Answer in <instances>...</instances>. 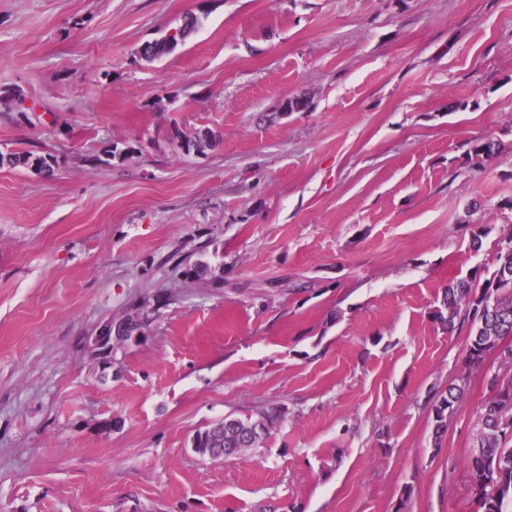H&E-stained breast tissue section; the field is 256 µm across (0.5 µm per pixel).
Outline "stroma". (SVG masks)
Wrapping results in <instances>:
<instances>
[{
    "label": "stroma",
    "instance_id": "1",
    "mask_svg": "<svg viewBox=\"0 0 512 512\" xmlns=\"http://www.w3.org/2000/svg\"><path fill=\"white\" fill-rule=\"evenodd\" d=\"M6 87L37 109L0 100V152L57 168H0V512H477L501 367L433 313L512 228V0H0ZM147 300L95 365L86 337ZM265 406L262 447L193 452ZM194 135L192 138L186 139L184 144H179V147L186 155H190L195 151L198 154L205 153L207 150H212L219 145L220 140L210 129H201ZM34 162L38 163V169L35 172L41 175H52L54 173V166L57 165V161L53 156L37 154L31 150L0 152L1 167L6 166L12 169L34 171ZM463 393L464 387L455 383L448 384V387L439 392L437 402L432 408L434 439H441L448 415H451L457 410ZM441 405L444 406L441 407Z\"/></svg>",
    "mask_w": 512,
    "mask_h": 512
}]
</instances>
